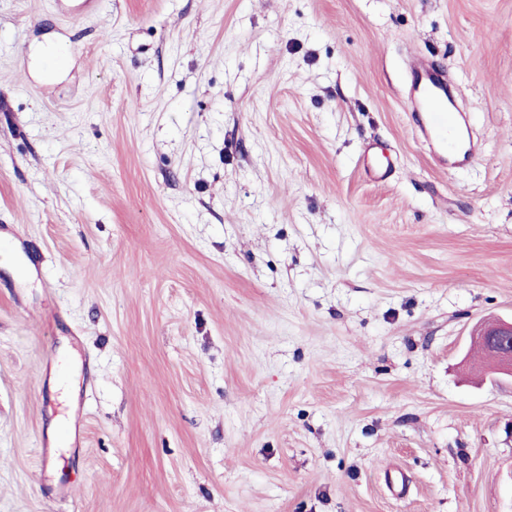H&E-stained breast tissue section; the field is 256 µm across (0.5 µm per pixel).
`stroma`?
<instances>
[{
    "instance_id": "35a3bbf8",
    "label": "stroma",
    "mask_w": 512,
    "mask_h": 512,
    "mask_svg": "<svg viewBox=\"0 0 512 512\" xmlns=\"http://www.w3.org/2000/svg\"><path fill=\"white\" fill-rule=\"evenodd\" d=\"M2 224L0 512H512V0H0ZM413 81L411 90L415 91L417 128L424 138L431 141L436 155L443 160L448 159V151L455 152L458 138L462 136L461 112H455L445 106L448 100V87L442 75L435 73L420 74L415 64L412 70ZM449 101V100H448ZM453 131L455 137L448 142V132ZM470 340L486 350L494 361V364L483 369V372L495 379H505L511 383L512 319L480 325L470 336ZM486 351L484 352L487 353Z\"/></svg>"
}]
</instances>
